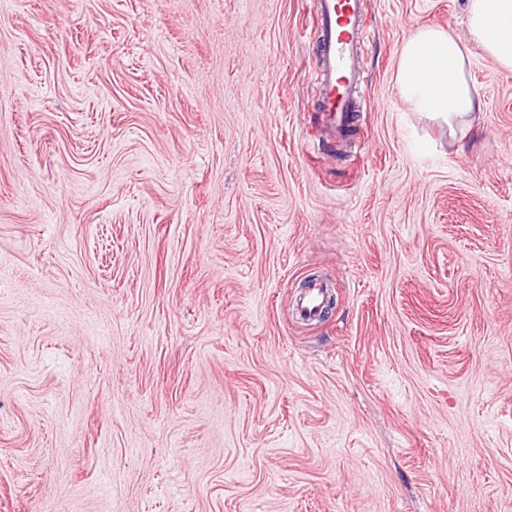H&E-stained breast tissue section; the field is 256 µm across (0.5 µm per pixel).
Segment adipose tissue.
I'll return each mask as SVG.
<instances>
[{
  "mask_svg": "<svg viewBox=\"0 0 512 512\" xmlns=\"http://www.w3.org/2000/svg\"><path fill=\"white\" fill-rule=\"evenodd\" d=\"M466 20L468 43L441 28H418L402 44L395 70L405 102L453 134L470 130L483 107L470 76L472 46L500 68L512 69V0H467Z\"/></svg>",
  "mask_w": 512,
  "mask_h": 512,
  "instance_id": "adipose-tissue-1",
  "label": "adipose tissue"
}]
</instances>
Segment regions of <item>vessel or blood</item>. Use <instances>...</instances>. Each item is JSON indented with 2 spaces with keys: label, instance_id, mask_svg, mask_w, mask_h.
Segmentation results:
<instances>
[{
  "label": "vessel or blood",
  "instance_id": "obj_1",
  "mask_svg": "<svg viewBox=\"0 0 512 512\" xmlns=\"http://www.w3.org/2000/svg\"><path fill=\"white\" fill-rule=\"evenodd\" d=\"M317 4L314 54L321 127L345 138L363 110V48L370 37L362 24L364 0H317ZM324 296L322 285H313L294 298L295 315L307 322L317 320Z\"/></svg>",
  "mask_w": 512,
  "mask_h": 512
}]
</instances>
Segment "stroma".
Segmentation results:
<instances>
[{
  "instance_id": "stroma-1",
  "label": "stroma",
  "mask_w": 512,
  "mask_h": 512,
  "mask_svg": "<svg viewBox=\"0 0 512 512\" xmlns=\"http://www.w3.org/2000/svg\"><path fill=\"white\" fill-rule=\"evenodd\" d=\"M315 6L0 0V512H512V70L450 137L365 0L331 145ZM325 289L321 284H314L301 297H295L292 308L297 317L303 321H317L321 315Z\"/></svg>"
}]
</instances>
